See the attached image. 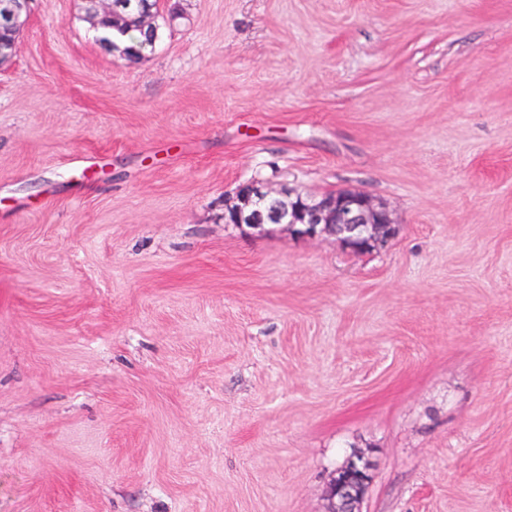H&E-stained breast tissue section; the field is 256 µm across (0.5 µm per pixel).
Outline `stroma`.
Here are the masks:
<instances>
[{"label": "stroma", "mask_w": 512, "mask_h": 512, "mask_svg": "<svg viewBox=\"0 0 512 512\" xmlns=\"http://www.w3.org/2000/svg\"><path fill=\"white\" fill-rule=\"evenodd\" d=\"M31 0L0 66V512H512V0ZM368 193L358 254L224 221ZM90 3L87 12L93 24L95 26L100 25L104 20L112 21L118 20L136 26L141 32L139 37L134 41L136 44H147L152 42V45L156 39V29L154 27V18L157 6L147 8L145 11H141L140 14L133 17H125L121 12L117 11L113 7L112 0H89ZM152 31L150 37L143 35V31ZM369 480V466L365 462H351L341 468L330 488L333 512H359Z\"/></svg>", "instance_id": "stroma-1"}]
</instances>
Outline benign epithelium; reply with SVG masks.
Masks as SVG:
<instances>
[{"label":"benign epithelium","instance_id":"obj_1","mask_svg":"<svg viewBox=\"0 0 512 512\" xmlns=\"http://www.w3.org/2000/svg\"><path fill=\"white\" fill-rule=\"evenodd\" d=\"M30 0H0V65L11 60L15 43L25 25ZM157 7L133 17L113 7V0H89L88 15L98 26L104 20H118L151 31ZM224 223L245 224L262 229L267 224H285L302 238L332 236L355 253L382 248L396 233L387 208L359 190H339L324 195H304L247 183L239 186L236 202L224 210ZM369 466L351 462L341 468L330 488L333 512H359L363 492L369 483Z\"/></svg>","mask_w":512,"mask_h":512}]
</instances>
